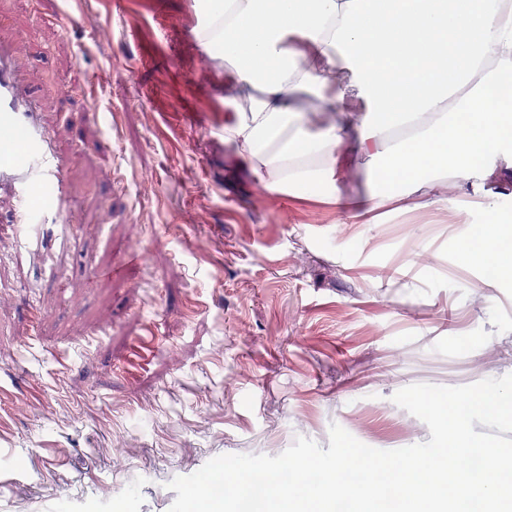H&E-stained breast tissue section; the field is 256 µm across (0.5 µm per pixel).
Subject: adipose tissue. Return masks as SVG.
<instances>
[{
    "mask_svg": "<svg viewBox=\"0 0 512 512\" xmlns=\"http://www.w3.org/2000/svg\"><path fill=\"white\" fill-rule=\"evenodd\" d=\"M219 25L215 44L231 65L230 82L258 88L264 100L239 113L229 133L273 178L305 189L331 181L348 163L351 140H380L379 178L404 197L426 173L487 178V149H512V0H207ZM314 66L289 67L306 55ZM347 70L364 117L354 132L330 125L310 136L291 106L300 88L323 89ZM490 105L477 114V102ZM442 120L419 128L422 115ZM413 128L405 142L386 132Z\"/></svg>",
    "mask_w": 512,
    "mask_h": 512,
    "instance_id": "obj_1",
    "label": "adipose tissue"
}]
</instances>
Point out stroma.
I'll return each mask as SVG.
<instances>
[{"label":"stroma","mask_w":512,"mask_h":512,"mask_svg":"<svg viewBox=\"0 0 512 512\" xmlns=\"http://www.w3.org/2000/svg\"><path fill=\"white\" fill-rule=\"evenodd\" d=\"M207 19L205 0H0L70 211L34 243L0 233V512H169V482L214 457L325 449L334 424L426 442L399 389L512 374V280L474 254L487 208L512 235V163L379 206L365 152L340 203L270 189L228 132L250 99L196 44ZM60 355L70 402L29 399Z\"/></svg>","instance_id":"obj_1"}]
</instances>
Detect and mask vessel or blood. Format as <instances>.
<instances>
[{"label": "vessel or blood", "instance_id": "b4317fda", "mask_svg": "<svg viewBox=\"0 0 512 512\" xmlns=\"http://www.w3.org/2000/svg\"><path fill=\"white\" fill-rule=\"evenodd\" d=\"M63 158L21 96L13 67L0 53V192L13 200L14 223H66Z\"/></svg>", "mask_w": 512, "mask_h": 512}]
</instances>
